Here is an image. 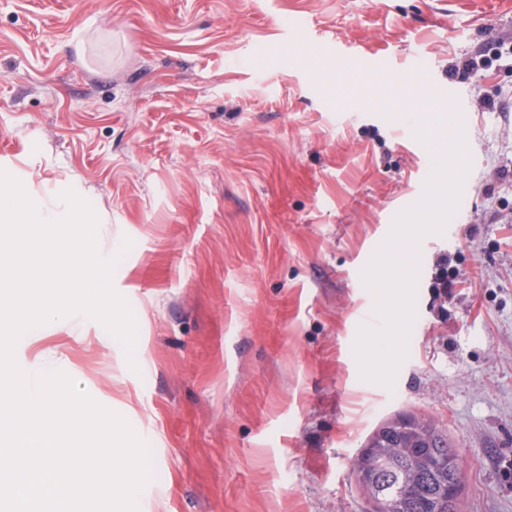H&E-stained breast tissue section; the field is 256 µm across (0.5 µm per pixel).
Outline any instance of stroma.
I'll use <instances>...</instances> for the list:
<instances>
[{"label": "stroma", "instance_id": "stroma-1", "mask_svg": "<svg viewBox=\"0 0 512 512\" xmlns=\"http://www.w3.org/2000/svg\"><path fill=\"white\" fill-rule=\"evenodd\" d=\"M377 83L404 111L356 107ZM428 103L471 167L388 387L354 353L362 272L433 171ZM0 168L86 198L102 254L133 242L138 371L82 315L16 356L142 433L140 512H371L352 460L398 413L444 426L460 512H512V0H0Z\"/></svg>", "mask_w": 512, "mask_h": 512}]
</instances>
